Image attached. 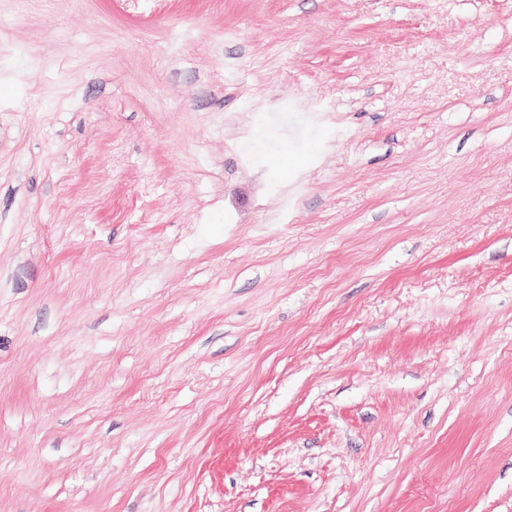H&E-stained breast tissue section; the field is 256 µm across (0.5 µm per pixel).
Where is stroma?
Segmentation results:
<instances>
[{
  "instance_id": "1",
  "label": "stroma",
  "mask_w": 512,
  "mask_h": 512,
  "mask_svg": "<svg viewBox=\"0 0 512 512\" xmlns=\"http://www.w3.org/2000/svg\"><path fill=\"white\" fill-rule=\"evenodd\" d=\"M0 512H512V0H0Z\"/></svg>"
}]
</instances>
